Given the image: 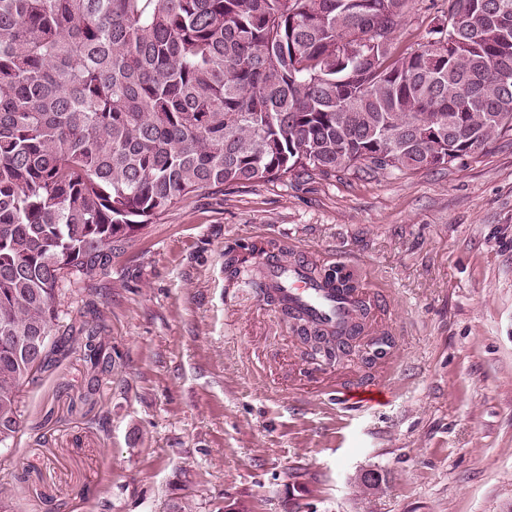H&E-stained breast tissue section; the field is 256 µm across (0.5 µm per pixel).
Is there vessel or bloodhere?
Here are the masks:
<instances>
[{"label": "vessel or blood", "mask_w": 512, "mask_h": 512, "mask_svg": "<svg viewBox=\"0 0 512 512\" xmlns=\"http://www.w3.org/2000/svg\"><path fill=\"white\" fill-rule=\"evenodd\" d=\"M266 282L286 304L303 311L310 322L322 329H332L337 322L354 314L349 298L329 284L310 281L302 267L273 259L263 268Z\"/></svg>", "instance_id": "1"}]
</instances>
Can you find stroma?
<instances>
[{"instance_id": "obj_1", "label": "stroma", "mask_w": 512, "mask_h": 512, "mask_svg": "<svg viewBox=\"0 0 512 512\" xmlns=\"http://www.w3.org/2000/svg\"><path fill=\"white\" fill-rule=\"evenodd\" d=\"M266 241L354 271L391 355L309 361L224 272L228 248ZM59 310L112 366L75 350L23 385L0 451L16 512H512V135L414 174L197 192L65 282ZM362 380L386 397L349 400ZM367 469L386 477L370 496Z\"/></svg>"}]
</instances>
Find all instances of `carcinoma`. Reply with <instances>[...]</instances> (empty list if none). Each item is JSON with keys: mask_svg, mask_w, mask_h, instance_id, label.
<instances>
[{"mask_svg": "<svg viewBox=\"0 0 512 512\" xmlns=\"http://www.w3.org/2000/svg\"><path fill=\"white\" fill-rule=\"evenodd\" d=\"M416 0H0V447L20 390L98 330L56 334L64 275L191 194L328 176L362 165L446 167L512 130V0H447L413 52L398 36ZM276 243L227 251L236 279ZM308 278L360 293L348 271ZM330 359L369 308L334 331L286 305ZM36 334L50 338L35 354Z\"/></svg>", "mask_w": 512, "mask_h": 512, "instance_id": "carcinoma-1", "label": "carcinoma"}]
</instances>
